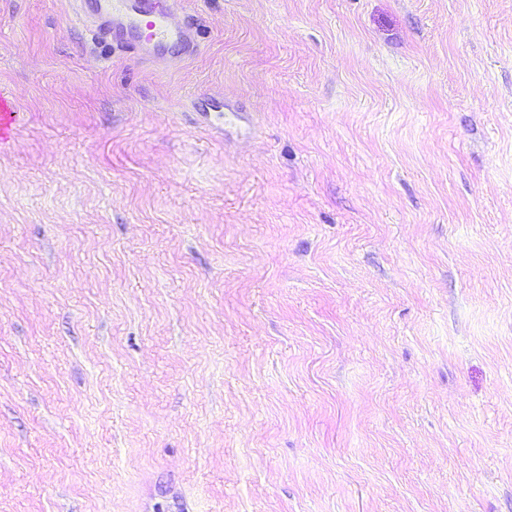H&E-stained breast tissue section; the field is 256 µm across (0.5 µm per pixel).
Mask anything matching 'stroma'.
Instances as JSON below:
<instances>
[{
    "label": "stroma",
    "mask_w": 512,
    "mask_h": 512,
    "mask_svg": "<svg viewBox=\"0 0 512 512\" xmlns=\"http://www.w3.org/2000/svg\"><path fill=\"white\" fill-rule=\"evenodd\" d=\"M183 6L0 0V512H512V0ZM180 0H75L98 39L159 67L192 56L201 32Z\"/></svg>",
    "instance_id": "1"
}]
</instances>
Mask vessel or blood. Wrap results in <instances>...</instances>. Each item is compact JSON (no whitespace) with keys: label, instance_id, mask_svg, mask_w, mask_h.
Wrapping results in <instances>:
<instances>
[{"label":"vessel or blood","instance_id":"vessel-or-blood-1","mask_svg":"<svg viewBox=\"0 0 512 512\" xmlns=\"http://www.w3.org/2000/svg\"><path fill=\"white\" fill-rule=\"evenodd\" d=\"M97 38L159 67L192 56L201 32L181 0H75Z\"/></svg>","mask_w":512,"mask_h":512}]
</instances>
